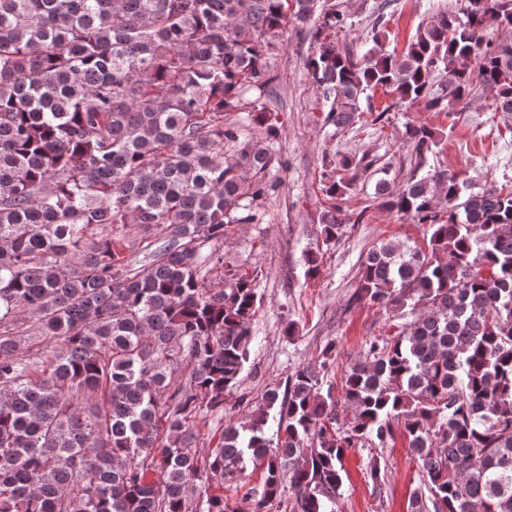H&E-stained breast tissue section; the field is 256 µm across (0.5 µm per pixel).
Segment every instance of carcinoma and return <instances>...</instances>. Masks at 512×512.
<instances>
[{
	"label": "carcinoma",
	"instance_id": "obj_1",
	"mask_svg": "<svg viewBox=\"0 0 512 512\" xmlns=\"http://www.w3.org/2000/svg\"><path fill=\"white\" fill-rule=\"evenodd\" d=\"M317 0H0V512H334L350 448L401 435L424 490L410 512H512V189L468 191L429 170L383 205L424 226L387 241L350 303L399 320L346 370L343 407L302 366L224 425L206 455L194 420L224 415L261 307L224 266L231 224H256L279 134L266 56L314 22L306 70L354 124L378 90L454 111L482 88L512 115V0H462L406 50L336 44L348 17ZM234 112H250L241 139ZM422 167L438 133L408 123ZM325 243L352 180L322 175ZM158 245L126 256L127 228ZM209 247L203 254V247ZM220 270L208 284L203 267ZM190 378L177 377L182 364Z\"/></svg>",
	"mask_w": 512,
	"mask_h": 512
}]
</instances>
